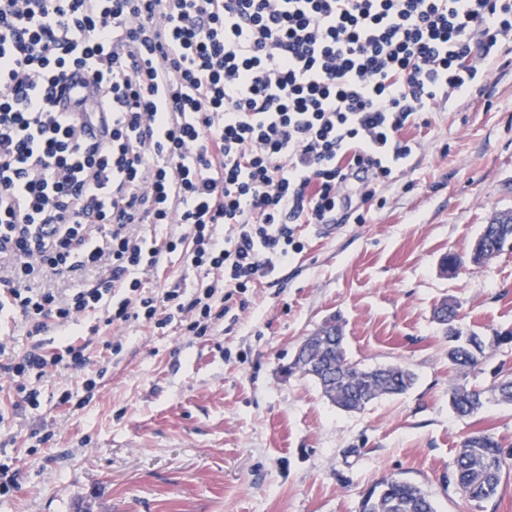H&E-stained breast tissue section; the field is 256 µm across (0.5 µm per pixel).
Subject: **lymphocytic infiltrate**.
I'll return each mask as SVG.
<instances>
[{
  "label": "lymphocytic infiltrate",
  "instance_id": "1",
  "mask_svg": "<svg viewBox=\"0 0 512 512\" xmlns=\"http://www.w3.org/2000/svg\"><path fill=\"white\" fill-rule=\"evenodd\" d=\"M509 53L512 0H0V318L31 340L0 343V371L32 408L50 369L91 397L101 330L238 321L296 225L334 219L353 179L373 200L404 128ZM76 69L90 91L59 108ZM176 253L213 280L145 289Z\"/></svg>",
  "mask_w": 512,
  "mask_h": 512
}]
</instances>
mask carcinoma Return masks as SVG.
<instances>
[{"mask_svg": "<svg viewBox=\"0 0 512 512\" xmlns=\"http://www.w3.org/2000/svg\"><path fill=\"white\" fill-rule=\"evenodd\" d=\"M474 243L481 250L474 256L457 253L443 256L442 262L451 264V274L465 266L479 268L501 252L512 250V216L507 215L482 226ZM435 319L451 325L444 330L448 339V360L461 376L449 395V406L459 416H469L482 410L486 391L466 382V374L476 369L487 352L512 342V332L483 336L475 331L464 332L454 326L457 304L448 300L434 310ZM326 326L334 329V336L313 334L299 346V353L288 366V375L299 374L313 379L324 396L336 407L347 412L362 411L372 402L391 395L406 393L414 385V374L400 364L364 368L352 360L345 348L341 321ZM492 391L497 399L512 402V371L500 370ZM512 474V451L486 430L465 434L459 442L455 470L449 478L456 493L472 508L493 498L503 477ZM358 512H435L425 491L410 481L387 477L370 487L362 496Z\"/></svg>", "mask_w": 512, "mask_h": 512, "instance_id": "1", "label": "carcinoma"}]
</instances>
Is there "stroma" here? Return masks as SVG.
I'll list each match as a JSON object with an SVG mask.
<instances>
[{"instance_id": "obj_1", "label": "stroma", "mask_w": 512, "mask_h": 512, "mask_svg": "<svg viewBox=\"0 0 512 512\" xmlns=\"http://www.w3.org/2000/svg\"><path fill=\"white\" fill-rule=\"evenodd\" d=\"M403 135L417 148L380 200L360 204L363 223L343 220L329 238L298 225L302 251L248 289L238 322L202 338L175 323L120 329V362L82 408L57 403L60 387L82 390L70 372L43 378L36 410L0 374V448L17 482L0 512H357L390 475L421 486L437 512H464L448 482L459 441L488 429L512 450V404L453 413L457 373L433 311L448 299L463 329L512 330L511 251L453 276L439 266L512 214V65ZM332 316L353 360L401 364L413 387L346 412L289 375Z\"/></svg>"}]
</instances>
